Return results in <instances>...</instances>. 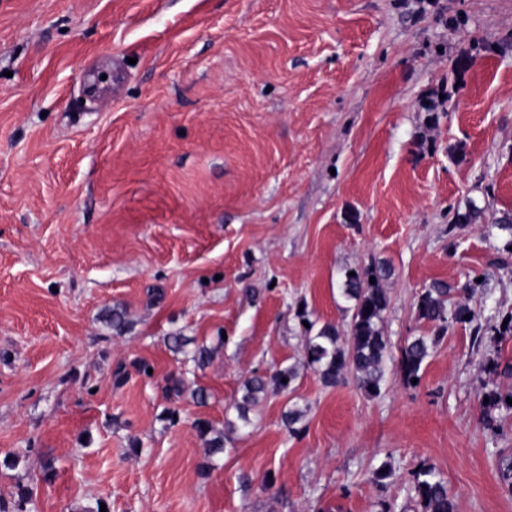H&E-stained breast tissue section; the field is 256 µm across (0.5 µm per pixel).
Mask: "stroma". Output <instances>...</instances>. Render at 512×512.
Returning a JSON list of instances; mask_svg holds the SVG:
<instances>
[{
  "instance_id": "obj_1",
  "label": "stroma",
  "mask_w": 512,
  "mask_h": 512,
  "mask_svg": "<svg viewBox=\"0 0 512 512\" xmlns=\"http://www.w3.org/2000/svg\"><path fill=\"white\" fill-rule=\"evenodd\" d=\"M443 95L429 127L422 105ZM470 201L485 223L449 233ZM505 209L512 0H0V498L419 512L425 462L457 512H512V412L489 427L481 408L512 384L481 367L512 364V338L449 330L414 389L398 365L433 334L416 316L432 281L483 275L485 317L512 313V237L489 223ZM383 260L385 385H325L298 312L347 331L345 270ZM175 333L211 363L172 352ZM288 366L293 391L268 390L242 426L244 380ZM185 371L206 404L166 393Z\"/></svg>"
}]
</instances>
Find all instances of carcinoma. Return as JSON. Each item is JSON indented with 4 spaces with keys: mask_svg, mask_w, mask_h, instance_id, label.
Returning <instances> with one entry per match:
<instances>
[{
    "mask_svg": "<svg viewBox=\"0 0 512 512\" xmlns=\"http://www.w3.org/2000/svg\"><path fill=\"white\" fill-rule=\"evenodd\" d=\"M483 209L474 202H467L465 208H456L453 212L448 232L463 230L475 224L482 217ZM354 275L344 273L343 295L354 301L351 321L346 336H341L336 327L323 326L312 337L306 358L308 365L319 374L327 386L352 377L357 387L369 396L381 392L384 380V364L389 355L390 344L381 327L383 314L389 307V296L383 282L392 274L391 265L380 262L364 268L352 269ZM375 283H370V278ZM483 283L472 279L462 288L456 289L444 281H435L418 295L416 314L418 319L428 322L434 328L435 336H414L400 349V370L404 381L412 384L413 379L421 378L420 371L429 357V349L437 340L444 338L448 330L457 326L467 327L473 333L474 340L483 338L490 330L500 337L512 336V314L502 315L508 320L494 326H485L480 315L473 309L469 300L480 292ZM464 293V301L454 302L452 296ZM298 374L294 368L274 371L255 372L243 383V392L236 404L239 418L243 424L249 423L248 413L265 397L268 388L280 391L292 389ZM488 402L483 404L487 423L494 421V414L503 409L512 411L507 399H512V388L492 389L485 393ZM417 504L421 512H456L454 498L448 492V484L432 464L423 463L411 472Z\"/></svg>",
    "mask_w": 512,
    "mask_h": 512,
    "instance_id": "obj_1",
    "label": "carcinoma"
}]
</instances>
